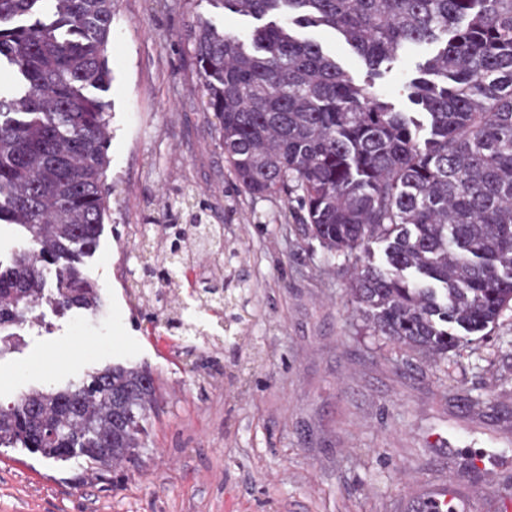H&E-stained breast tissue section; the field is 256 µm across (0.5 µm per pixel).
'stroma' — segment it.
Wrapping results in <instances>:
<instances>
[{"mask_svg":"<svg viewBox=\"0 0 512 512\" xmlns=\"http://www.w3.org/2000/svg\"><path fill=\"white\" fill-rule=\"evenodd\" d=\"M245 34L251 18L214 0H117L109 210L81 260L101 288L96 312L45 305L0 352V405L77 383L104 366H147L157 388L134 460L94 481L79 458L0 450V512H410L409 485L453 480L469 512H512V309L487 336L433 361L374 335L351 271L305 236L296 203L254 196L224 158L201 108L186 31L194 17ZM432 46L413 47L377 80L397 110ZM182 188L224 226V274L237 322L209 318L192 342L148 332L122 281L138 224H165Z\"/></svg>","mask_w":512,"mask_h":512,"instance_id":"35a3bbf8","label":"stroma"}]
</instances>
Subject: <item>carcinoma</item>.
<instances>
[{"mask_svg":"<svg viewBox=\"0 0 512 512\" xmlns=\"http://www.w3.org/2000/svg\"><path fill=\"white\" fill-rule=\"evenodd\" d=\"M115 0H0V65L23 88L0 95V223L31 248L0 267V330L26 324L55 267L59 309H94L98 285L73 265L94 252L108 210L102 175L112 82L107 56ZM272 20L242 38L198 17L187 30L203 93L236 181L252 195L294 200L305 231L352 261L351 292L375 335L443 359L512 305V0H222ZM340 35L365 62L360 85L303 30ZM419 44L435 47L405 87L400 112L374 80ZM181 193L151 248L139 297L172 336L200 324L170 307L191 253H224V225ZM380 246L375 255L372 245ZM224 274L197 293L224 314ZM155 401L140 366H106L64 389H34L0 406V447L47 460L83 458L91 475L142 447Z\"/></svg>","mask_w":512,"mask_h":512,"instance_id":"cac0c4a2","label":"carcinoma"}]
</instances>
